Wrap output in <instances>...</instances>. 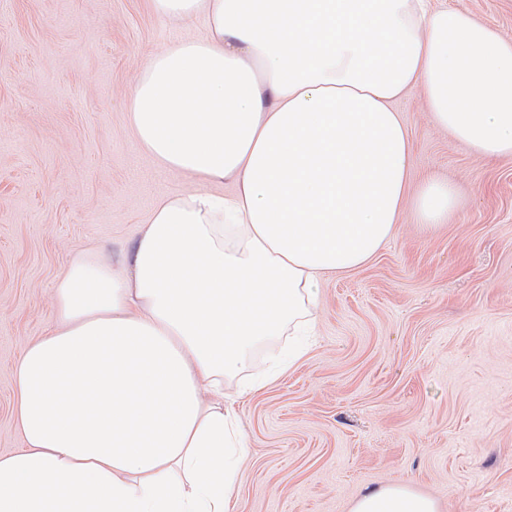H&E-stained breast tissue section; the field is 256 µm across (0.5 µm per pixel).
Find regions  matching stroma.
I'll return each instance as SVG.
<instances>
[{"label":"stroma","instance_id":"35a3bbf8","mask_svg":"<svg viewBox=\"0 0 512 512\" xmlns=\"http://www.w3.org/2000/svg\"><path fill=\"white\" fill-rule=\"evenodd\" d=\"M512 41V0H434ZM206 33L149 0H0V453L18 448L10 368L53 319L79 251L128 250L156 202L198 184L132 135L128 100L154 52ZM412 176L457 206L423 230L405 206L363 267L325 280L307 355L236 409L242 512H350L403 483L441 512H512V157L438 128L421 91L393 104Z\"/></svg>","mask_w":512,"mask_h":512}]
</instances>
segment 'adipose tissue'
<instances>
[{"label":"adipose tissue","instance_id":"obj_1","mask_svg":"<svg viewBox=\"0 0 512 512\" xmlns=\"http://www.w3.org/2000/svg\"><path fill=\"white\" fill-rule=\"evenodd\" d=\"M205 37L152 55L133 134L164 166L232 196L161 200L120 259L79 252L54 318L12 367L21 445L0 454V512H239L246 440L224 403L307 349L322 279L367 264L405 204L447 223L454 187L411 183L392 102L421 90L433 123L476 155L512 156V42L429 0H151ZM289 335L270 374L264 342ZM351 512H440L402 483Z\"/></svg>","mask_w":512,"mask_h":512}]
</instances>
